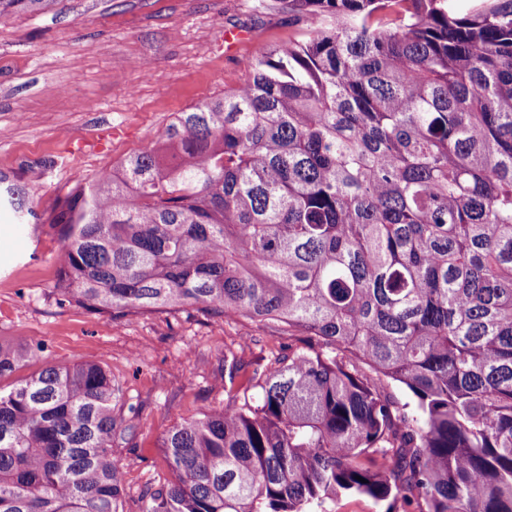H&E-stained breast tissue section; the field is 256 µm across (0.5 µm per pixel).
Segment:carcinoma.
<instances>
[{
    "label": "carcinoma",
    "mask_w": 512,
    "mask_h": 512,
    "mask_svg": "<svg viewBox=\"0 0 512 512\" xmlns=\"http://www.w3.org/2000/svg\"><path fill=\"white\" fill-rule=\"evenodd\" d=\"M281 2L307 39L55 202L68 302L299 337L167 430L143 512H512V0ZM43 351L0 341V380ZM114 397L88 361L0 385V512H119ZM332 512H381L386 506L376 505L373 501L362 497H340L331 504Z\"/></svg>",
    "instance_id": "carcinoma-1"
}]
</instances>
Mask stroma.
Instances as JSON below:
<instances>
[{
	"mask_svg": "<svg viewBox=\"0 0 512 512\" xmlns=\"http://www.w3.org/2000/svg\"><path fill=\"white\" fill-rule=\"evenodd\" d=\"M258 1L55 0L0 23V173L38 214L22 226L0 211V340L42 342L45 361L110 373L115 415L136 424L133 447L114 451L119 512H142L143 492L171 480L168 428L224 407L255 368H274L290 339L196 306L111 319L64 302L53 203L148 147L177 113L236 87L260 49L305 29L282 0ZM229 359L241 367L233 379Z\"/></svg>",
	"mask_w": 512,
	"mask_h": 512,
	"instance_id": "35a3bbf8",
	"label": "stroma"
}]
</instances>
